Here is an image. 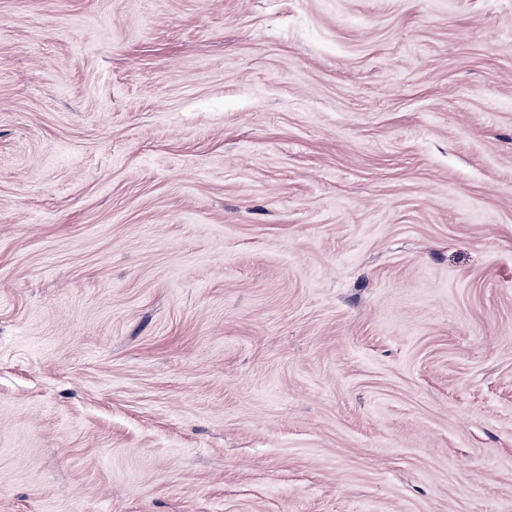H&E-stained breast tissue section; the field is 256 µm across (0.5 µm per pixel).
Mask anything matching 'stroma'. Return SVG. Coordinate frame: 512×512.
<instances>
[{
    "mask_svg": "<svg viewBox=\"0 0 512 512\" xmlns=\"http://www.w3.org/2000/svg\"><path fill=\"white\" fill-rule=\"evenodd\" d=\"M0 512H512V0H0Z\"/></svg>",
    "mask_w": 512,
    "mask_h": 512,
    "instance_id": "1",
    "label": "stroma"
}]
</instances>
